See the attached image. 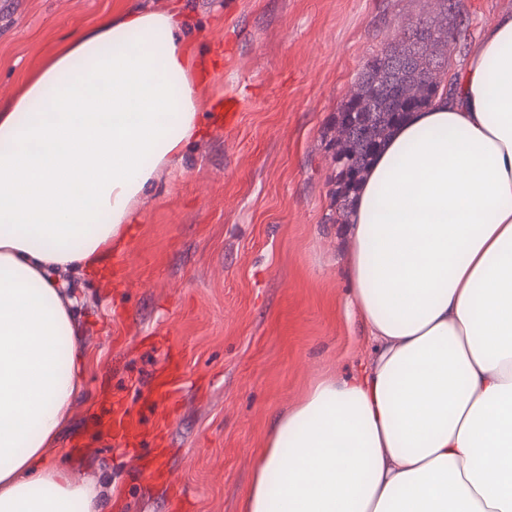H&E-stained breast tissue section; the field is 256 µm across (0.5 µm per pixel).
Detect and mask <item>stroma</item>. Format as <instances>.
<instances>
[{
	"instance_id": "1",
	"label": "stroma",
	"mask_w": 512,
	"mask_h": 512,
	"mask_svg": "<svg viewBox=\"0 0 512 512\" xmlns=\"http://www.w3.org/2000/svg\"><path fill=\"white\" fill-rule=\"evenodd\" d=\"M174 0H0V102L100 16ZM189 36L209 63L202 103L237 94L234 124L189 142L176 178L143 194L123 250L134 278L111 287L74 276L80 343L95 360L57 445L80 477L112 487L111 512H242L273 417L317 377L355 370L370 342L345 304V227L332 224L336 172L327 150L336 112L365 60L404 18L439 0H190ZM512 0H462L452 65ZM185 376L164 444L142 404L167 349ZM140 419V452L182 487L130 480L124 449L86 440L105 395Z\"/></svg>"
}]
</instances>
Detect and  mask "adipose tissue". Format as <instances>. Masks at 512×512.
<instances>
[{
	"instance_id": "ef3b65f1",
	"label": "adipose tissue",
	"mask_w": 512,
	"mask_h": 512,
	"mask_svg": "<svg viewBox=\"0 0 512 512\" xmlns=\"http://www.w3.org/2000/svg\"><path fill=\"white\" fill-rule=\"evenodd\" d=\"M188 24L102 16L0 105V512L112 504L46 454L92 368L65 277L204 131ZM347 235L373 355L275 416L244 512H512V13L379 149Z\"/></svg>"
}]
</instances>
